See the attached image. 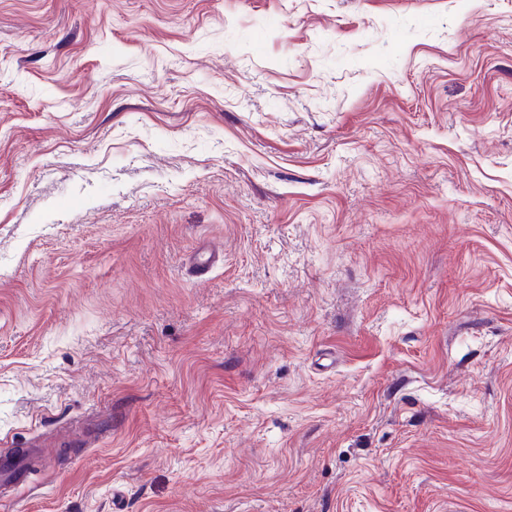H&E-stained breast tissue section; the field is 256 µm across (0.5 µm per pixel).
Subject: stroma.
Returning a JSON list of instances; mask_svg holds the SVG:
<instances>
[{"mask_svg": "<svg viewBox=\"0 0 512 512\" xmlns=\"http://www.w3.org/2000/svg\"><path fill=\"white\" fill-rule=\"evenodd\" d=\"M28 447L0 512H512V0H0Z\"/></svg>", "mask_w": 512, "mask_h": 512, "instance_id": "1", "label": "stroma"}]
</instances>
